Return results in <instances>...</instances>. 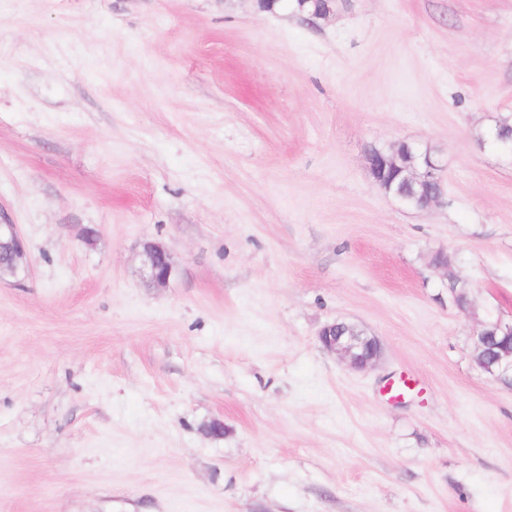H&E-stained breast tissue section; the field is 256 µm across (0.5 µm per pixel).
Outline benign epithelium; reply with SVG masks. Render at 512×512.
Segmentation results:
<instances>
[{"label":"benign epithelium","instance_id":"7a95c632","mask_svg":"<svg viewBox=\"0 0 512 512\" xmlns=\"http://www.w3.org/2000/svg\"><path fill=\"white\" fill-rule=\"evenodd\" d=\"M368 168L375 182L385 191L390 188L384 177L389 171L403 175L408 185L444 187L443 167L428 150L404 142L397 150H383L367 156ZM0 255L12 264H28L25 244L14 224H0ZM144 277L153 284L168 282L173 264L166 249L159 243L147 242L142 248ZM468 283L452 276L448 280V293L456 302L468 296ZM322 347L358 370L374 365L381 357L379 339L363 329L334 322L319 333ZM475 361L482 371L494 380L512 388V320L498 319L483 323L471 335Z\"/></svg>","mask_w":512,"mask_h":512}]
</instances>
